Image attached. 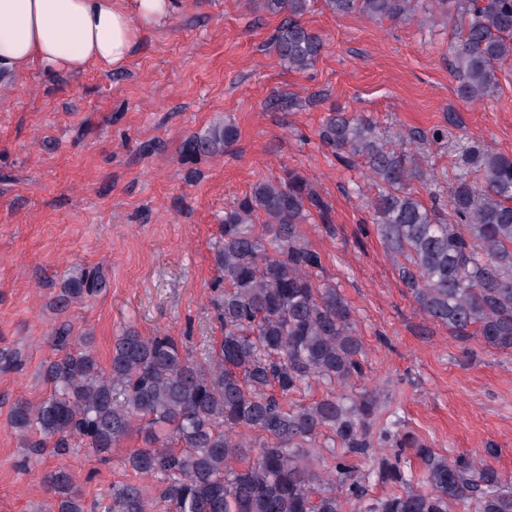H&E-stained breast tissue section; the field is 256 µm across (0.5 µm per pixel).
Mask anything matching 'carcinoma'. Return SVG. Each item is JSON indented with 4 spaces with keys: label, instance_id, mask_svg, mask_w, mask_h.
Masks as SVG:
<instances>
[{
    "label": "carcinoma",
    "instance_id": "carcinoma-1",
    "mask_svg": "<svg viewBox=\"0 0 512 512\" xmlns=\"http://www.w3.org/2000/svg\"><path fill=\"white\" fill-rule=\"evenodd\" d=\"M455 27L457 93L466 104L491 97L499 65L512 59V0H429ZM256 8L287 19L274 36L288 68L309 69L325 48L302 17L309 0H253ZM338 17L358 13L373 21L415 15L418 0H325ZM231 124L189 144L193 154L235 141ZM320 141L339 159H360L378 192L370 201L373 224L394 254L398 275L423 313L462 343L478 337L512 351V157L487 151L479 181L449 194L441 218L412 193L426 171L407 151L405 137L382 138L362 115L333 111L318 128ZM328 205L303 176L288 171L254 184L224 208L215 251V310L223 336L204 361L166 333L143 336L133 328L116 338L108 368L86 347L88 336L66 327L52 337L57 357L46 369L51 394L36 405L18 403L11 427L26 436L28 459L53 441L59 454L79 439L102 457L138 429L144 446L125 466L164 477L163 497L174 512H512V486L487 461L467 454L445 457L424 443L397 440L400 450L361 474L353 460L371 455L374 442L398 435L397 423L377 427L376 395L354 399L333 392L307 405L290 396L311 380L350 385L363 376V345L352 332L351 308L317 273L322 257L303 240L300 226ZM97 273L84 276L69 297L91 295ZM257 433L252 444L236 429ZM331 434L323 476L304 464L306 449ZM257 449L250 458L248 447ZM422 460L419 491L401 448ZM399 489L368 496L370 479ZM63 496L59 512H82L73 476L58 469L46 480ZM122 512H146L143 489H122Z\"/></svg>",
    "mask_w": 512,
    "mask_h": 512
}]
</instances>
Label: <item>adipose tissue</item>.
<instances>
[{"label": "adipose tissue", "mask_w": 512, "mask_h": 512, "mask_svg": "<svg viewBox=\"0 0 512 512\" xmlns=\"http://www.w3.org/2000/svg\"><path fill=\"white\" fill-rule=\"evenodd\" d=\"M178 0H0V76L125 68Z\"/></svg>", "instance_id": "1"}]
</instances>
